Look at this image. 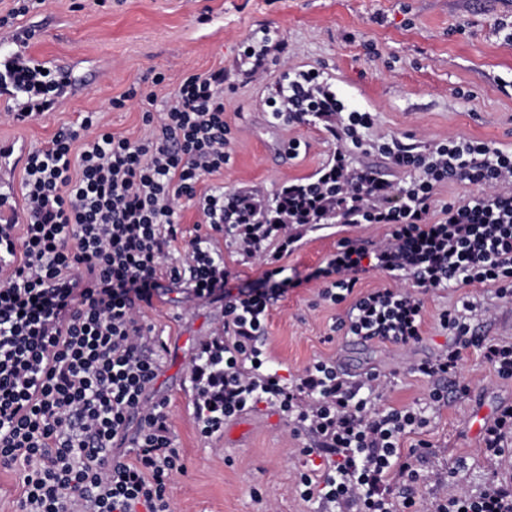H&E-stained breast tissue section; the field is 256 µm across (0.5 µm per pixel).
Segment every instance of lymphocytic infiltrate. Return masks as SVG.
I'll list each match as a JSON object with an SVG mask.
<instances>
[{
    "label": "lymphocytic infiltrate",
    "instance_id": "lymphocytic-infiltrate-1",
    "mask_svg": "<svg viewBox=\"0 0 512 512\" xmlns=\"http://www.w3.org/2000/svg\"><path fill=\"white\" fill-rule=\"evenodd\" d=\"M226 79L220 69L187 74L162 101L131 85L110 105L143 101L146 138L114 135L88 112L26 157L21 221L0 224V467L18 473L16 512H171L170 481L184 465L167 403L149 395L164 346L139 315L163 275L224 308L219 335L190 363L202 434L269 405L295 433L317 440L300 451L302 498L338 512H414L410 486L419 473L402 460L400 440L426 426L424 409L384 404L390 380L379 372L353 380L317 361L282 380L269 370L262 339L270 306L296 280L275 266L261 285L234 289L206 239L186 241L172 265L168 249L181 204L192 200L210 229L233 234L258 261L271 238L287 252L301 224L383 225L372 247L340 241L315 275L324 298L349 303L347 335L407 348L423 337L428 293L480 284L512 296V150L455 137L424 148L371 138L372 112L348 108L318 70L300 71L269 101V114L321 121L336 150L318 187L289 194L280 223L266 224L254 200L232 202L220 186L197 193L229 159ZM8 81L26 99L12 115L18 125L53 110L68 84L62 73L22 63ZM368 147L407 180L352 166L351 155ZM451 181L472 194L440 202L437 188ZM370 271L397 287L359 292ZM477 309L465 299L440 312L456 341L416 366L433 383L428 405L447 399L469 346L512 378V345L474 334ZM432 512H512V487L493 481L479 495L437 500Z\"/></svg>",
    "mask_w": 512,
    "mask_h": 512
}]
</instances>
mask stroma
<instances>
[{
  "label": "stroma",
  "mask_w": 512,
  "mask_h": 512,
  "mask_svg": "<svg viewBox=\"0 0 512 512\" xmlns=\"http://www.w3.org/2000/svg\"><path fill=\"white\" fill-rule=\"evenodd\" d=\"M510 27L512 0H47L0 29V58L13 52L12 35L28 34L27 52L65 71L69 92L24 128L7 118L21 98L0 96V140L18 141L28 153L84 112L98 113L114 135L141 139L148 130L140 105L117 111L113 97L139 82L162 99L186 74L221 68L228 76L230 159L198 190L221 186L268 203L288 181L315 177L335 151L321 123L274 124L267 115L285 72L315 68L348 107L375 113L374 135L409 136L423 146L453 135L512 149V42L504 40ZM265 29L273 39L255 43L254 58L244 59L240 42ZM155 72L166 77L158 87L150 82ZM292 139L306 145L295 157L287 152ZM180 224L184 238L209 236L238 284L262 280L264 265L244 258L225 235L210 233L197 206L183 205ZM296 234L279 264L301 284L274 303L266 326V348L280 377L328 359L356 380L375 371L394 373L385 404L423 406L431 384L412 367L453 344L438 315L461 295L489 309L473 319L477 333L512 343V300L481 285L428 294L423 339L411 347L344 336L335 325L346 318L348 303L323 299L324 284L312 274L340 240L367 246L385 229L306 224ZM142 316L166 344L152 393L168 402L172 446L185 466L170 485L173 512H325L299 494L302 441L274 409L259 405L228 422L227 433L201 434L189 364L216 336L220 304L176 289L154 299ZM457 379L466 395L430 409L427 426L400 441L405 452L421 441L435 452L432 465L441 478L416 483L420 512H428L442 492L453 498L492 480L512 484V468L481 453L475 426L478 417L492 418L500 404L512 402V379L499 376L473 346L462 351Z\"/></svg>",
  "instance_id": "obj_1"
}]
</instances>
